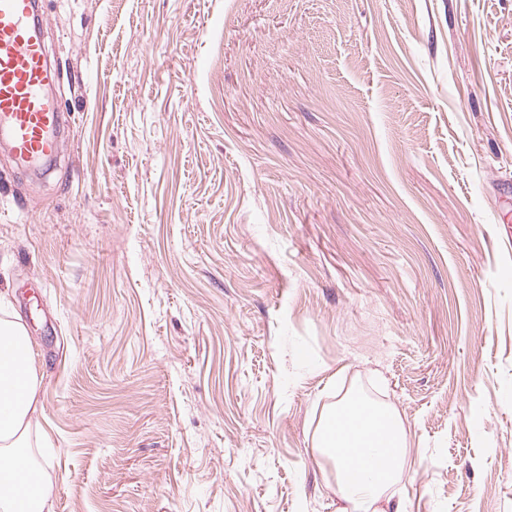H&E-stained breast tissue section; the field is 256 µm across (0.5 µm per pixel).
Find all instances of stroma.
Listing matches in <instances>:
<instances>
[{"label": "stroma", "instance_id": "35a3bbf8", "mask_svg": "<svg viewBox=\"0 0 512 512\" xmlns=\"http://www.w3.org/2000/svg\"><path fill=\"white\" fill-rule=\"evenodd\" d=\"M68 113L0 149V300L53 512H336L356 390L400 512H512V0H42ZM403 423L390 408L344 396L327 408L315 448L334 469L341 512H385L379 503L402 479L407 453ZM373 448H380L377 459Z\"/></svg>", "mask_w": 512, "mask_h": 512}]
</instances>
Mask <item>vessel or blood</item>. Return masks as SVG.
Instances as JSON below:
<instances>
[{
    "label": "vessel or blood",
    "mask_w": 512,
    "mask_h": 512,
    "mask_svg": "<svg viewBox=\"0 0 512 512\" xmlns=\"http://www.w3.org/2000/svg\"><path fill=\"white\" fill-rule=\"evenodd\" d=\"M52 78L38 0H0V129L20 164L56 150L64 114L43 94Z\"/></svg>",
    "instance_id": "obj_1"
}]
</instances>
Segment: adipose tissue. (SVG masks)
<instances>
[{"label": "adipose tissue", "instance_id": "ef3b65f1", "mask_svg": "<svg viewBox=\"0 0 512 512\" xmlns=\"http://www.w3.org/2000/svg\"><path fill=\"white\" fill-rule=\"evenodd\" d=\"M40 390L23 325L0 319V512H52V485L37 478L28 453ZM315 447L334 469L342 512H381L402 479L406 433L391 409L342 397L323 413Z\"/></svg>", "mask_w": 512, "mask_h": 512}]
</instances>
